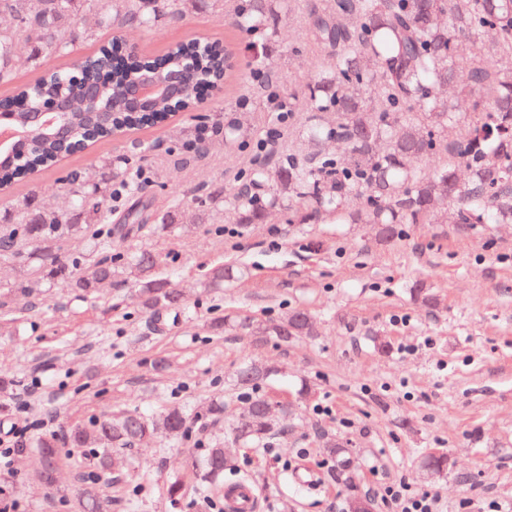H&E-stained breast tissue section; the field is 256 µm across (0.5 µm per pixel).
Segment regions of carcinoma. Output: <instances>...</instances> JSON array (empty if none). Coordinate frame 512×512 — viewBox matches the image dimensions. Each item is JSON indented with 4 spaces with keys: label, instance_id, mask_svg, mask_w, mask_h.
I'll return each instance as SVG.
<instances>
[{
    "label": "carcinoma",
    "instance_id": "1",
    "mask_svg": "<svg viewBox=\"0 0 512 512\" xmlns=\"http://www.w3.org/2000/svg\"><path fill=\"white\" fill-rule=\"evenodd\" d=\"M198 0H0V88L4 101L34 99L38 94L62 93L72 102L70 124L82 138L88 105L81 82H99L105 92L97 107H106L112 95L137 75L140 63L164 59L177 67L192 52L190 41H177L157 53L139 51V59L116 67L103 76L95 66L97 56L110 47L99 38V29L139 26L149 28L161 18L180 19ZM241 32L275 31L270 0H248L232 18ZM315 35L334 52L333 62L318 75L308 103L309 111L328 114L312 122L308 139L312 150L284 162H265L247 175L252 193H231L224 207L241 224L261 220L265 209L296 203L309 210L308 220L320 214L334 215L352 224H368L381 242L398 235L400 224H512V69L474 65L464 69L455 53L459 36L475 38L486 31L497 34L494 47L512 53V0H336L334 6L314 17ZM210 53L197 59L188 71L189 87L227 84L235 67L231 47L208 40ZM80 81L66 70H45L39 79L13 85L15 68L23 56L34 61L67 59L82 48ZM443 86L479 92L486 105L468 117L453 140L448 130L455 113L433 92ZM142 129L146 125L138 126ZM117 113L96 142H110L138 128ZM433 154L448 163L431 174L420 168ZM62 158L42 131L18 146L16 158L0 154V187L14 184L57 167ZM129 193L142 182L128 171L126 159L107 158L104 170L88 169L79 177H62L58 192L62 203L54 210L20 204L21 227L0 225V265L20 270V278L0 289V299L19 291L34 294L48 280L67 276L78 296L89 298L116 282L139 287L142 308L154 315L159 310L181 309V291L157 276L158 258L148 250L134 256L112 252V238L150 235L178 225V213L151 210L146 200L128 212L126 223L108 226L112 217V178ZM352 194L364 197V206L346 210ZM90 224H105L97 233L91 253L83 258H63V241ZM39 256L41 272L24 269ZM234 271L216 266L207 288H221ZM260 339L286 343L299 336L317 335L312 316L299 310L277 321L249 315L217 321ZM278 369L250 363L236 372L237 384L246 391L245 406L228 435L248 446L262 447L275 431L274 407L262 384ZM189 415L172 408L154 417L134 411L104 415L89 425H75L65 434L43 435L30 442L40 449L39 476L53 479L59 449L81 452L82 488L74 512H103L102 485L117 478L114 450L129 449L146 438L161 435L170 440L187 436ZM324 451L345 463L346 449L339 438L321 436ZM211 488L207 508L224 504V443H210L202 462Z\"/></svg>",
    "mask_w": 512,
    "mask_h": 512
}]
</instances>
